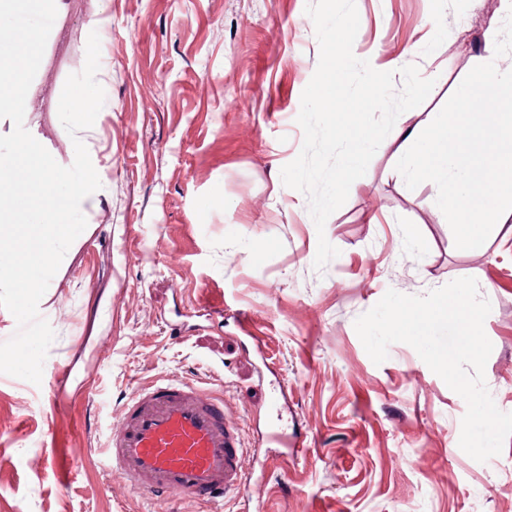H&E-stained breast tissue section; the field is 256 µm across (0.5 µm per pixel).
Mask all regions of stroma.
I'll use <instances>...</instances> for the list:
<instances>
[{
  "mask_svg": "<svg viewBox=\"0 0 512 512\" xmlns=\"http://www.w3.org/2000/svg\"><path fill=\"white\" fill-rule=\"evenodd\" d=\"M61 6L66 29L46 44L25 127L70 164L43 92L83 69L97 32L106 105L91 143L108 189L39 303L55 332L40 384L0 374V512H169L99 465L125 400L157 379L224 392L252 480L223 512H512V437L471 458L464 399L408 344L374 363L354 327L388 289L475 278L492 306L486 385L512 413V219L457 249L436 185L408 189L387 139L317 231L280 176L302 148L301 95L319 59L306 0ZM356 6V57L435 82L400 127L442 108L506 15L502 0ZM322 236L339 254L318 270ZM276 421L288 452L266 446Z\"/></svg>",
  "mask_w": 512,
  "mask_h": 512,
  "instance_id": "35a3bbf8",
  "label": "stroma"
}]
</instances>
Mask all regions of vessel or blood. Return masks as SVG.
Here are the masks:
<instances>
[{
    "label": "vessel or blood",
    "instance_id": "obj_1",
    "mask_svg": "<svg viewBox=\"0 0 512 512\" xmlns=\"http://www.w3.org/2000/svg\"><path fill=\"white\" fill-rule=\"evenodd\" d=\"M102 466L119 471L136 490L193 501L240 495L250 482L222 393L169 379L131 394Z\"/></svg>",
    "mask_w": 512,
    "mask_h": 512
}]
</instances>
